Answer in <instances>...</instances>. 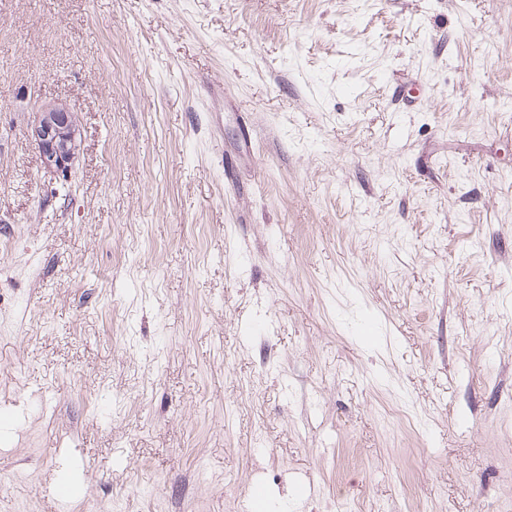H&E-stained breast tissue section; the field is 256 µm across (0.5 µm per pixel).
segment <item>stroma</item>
<instances>
[{
  "label": "stroma",
  "instance_id": "stroma-1",
  "mask_svg": "<svg viewBox=\"0 0 512 512\" xmlns=\"http://www.w3.org/2000/svg\"><path fill=\"white\" fill-rule=\"evenodd\" d=\"M258 490L512 512V0H0V512ZM26 135L38 148L44 170L67 180L80 150L78 113L61 101L43 104L33 113Z\"/></svg>",
  "mask_w": 512,
  "mask_h": 512
}]
</instances>
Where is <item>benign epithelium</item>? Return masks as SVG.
Returning a JSON list of instances; mask_svg holds the SVG:
<instances>
[{"instance_id":"7a95c632","label":"benign epithelium","mask_w":512,"mask_h":512,"mask_svg":"<svg viewBox=\"0 0 512 512\" xmlns=\"http://www.w3.org/2000/svg\"><path fill=\"white\" fill-rule=\"evenodd\" d=\"M26 135L38 148L44 170L59 180L68 179L80 150L78 113L61 101L43 104L33 113Z\"/></svg>"}]
</instances>
